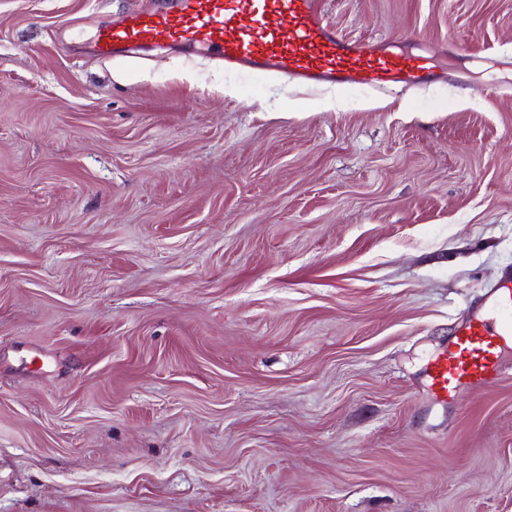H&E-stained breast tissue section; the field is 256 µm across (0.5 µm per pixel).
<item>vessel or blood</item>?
I'll list each match as a JSON object with an SVG mask.
<instances>
[{
  "label": "vessel or blood",
  "mask_w": 512,
  "mask_h": 512,
  "mask_svg": "<svg viewBox=\"0 0 512 512\" xmlns=\"http://www.w3.org/2000/svg\"><path fill=\"white\" fill-rule=\"evenodd\" d=\"M144 48L198 51L231 70L259 77L276 73L302 86L339 91L422 86L434 77L420 58L345 39L324 20L318 0H169L161 10L131 14L99 29L94 40L103 57ZM510 354L512 276L507 275L471 312L452 350L433 362L436 396L488 387L500 378Z\"/></svg>",
  "instance_id": "obj_1"
}]
</instances>
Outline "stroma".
Returning <instances> with one entry per match:
<instances>
[{"instance_id": "1", "label": "stroma", "mask_w": 512, "mask_h": 512, "mask_svg": "<svg viewBox=\"0 0 512 512\" xmlns=\"http://www.w3.org/2000/svg\"><path fill=\"white\" fill-rule=\"evenodd\" d=\"M437 82L91 51L162 0H0V512H512V0H320ZM512 356V276L491 288L486 302L475 308L460 328L453 349L437 356L431 368L437 397L468 389H484L497 381L504 357Z\"/></svg>"}]
</instances>
